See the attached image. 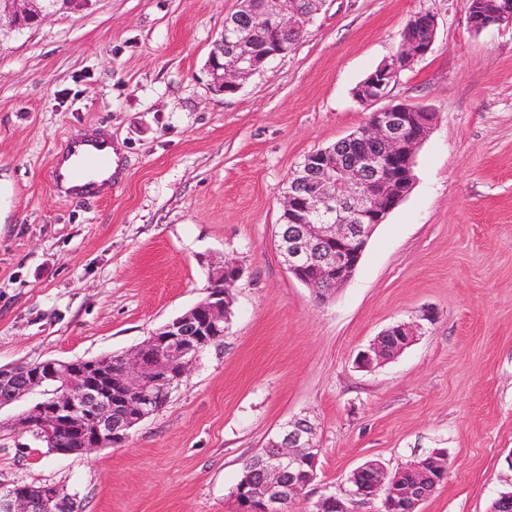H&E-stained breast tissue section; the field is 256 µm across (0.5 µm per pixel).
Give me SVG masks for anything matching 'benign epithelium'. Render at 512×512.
I'll return each mask as SVG.
<instances>
[{
    "instance_id": "obj_1",
    "label": "benign epithelium",
    "mask_w": 512,
    "mask_h": 512,
    "mask_svg": "<svg viewBox=\"0 0 512 512\" xmlns=\"http://www.w3.org/2000/svg\"><path fill=\"white\" fill-rule=\"evenodd\" d=\"M91 0H0V23L22 30L61 11H79ZM319 0H241L238 11L224 19V29L212 50L208 68L214 87L233 94L241 82L271 57L288 53L296 41L288 34L304 32ZM470 28L512 26V0H468ZM247 18L250 30L267 31L277 39L256 45L238 22ZM414 20L425 26V40L406 39L398 52L379 65L357 89L356 97L374 106L388 95L401 71L424 57L434 44L435 16L422 11ZM436 116L422 107L388 105L373 110L368 121L342 139L348 146L318 149L305 156L288 177L278 233L277 250L288 271L308 286L316 299L328 301L354 275L376 228L411 192L418 148ZM236 263L210 272L208 296L182 315L151 332L122 355L121 367L105 360H50L0 368V408L39 394L35 406L13 423L16 431L37 430L45 440L78 435L75 452L90 453L122 441L135 424L156 413L157 401L170 399L200 353L224 335L231 317L232 288L242 277ZM418 325L400 323L376 336L360 354L363 367L380 365L399 356L417 336ZM316 428L305 417L283 425L263 449L257 475L246 472L242 489H252L251 502L240 512H284L287 504L311 485L321 448ZM428 475L415 470L401 512H419L432 490ZM339 496L326 493L312 512H353V506L380 499L385 512L394 477L383 464L370 460L347 479ZM55 505L69 512L71 500L48 485L33 492L24 484L0 486V512H43Z\"/></svg>"
}]
</instances>
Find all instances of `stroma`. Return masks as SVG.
<instances>
[{
  "instance_id": "1",
  "label": "stroma",
  "mask_w": 512,
  "mask_h": 512,
  "mask_svg": "<svg viewBox=\"0 0 512 512\" xmlns=\"http://www.w3.org/2000/svg\"><path fill=\"white\" fill-rule=\"evenodd\" d=\"M238 0H94L0 29V367L121 355L243 269L229 328L160 412L122 444L58 455L0 409V485L54 484L83 512H236L245 462L308 417L321 454L293 512L447 452L420 512H488L512 483V27L472 32L466 0H321L293 49L233 94L207 64ZM430 52L386 104L437 120L409 195L326 303L275 246L289 174L365 124L356 86L400 46L410 15ZM85 131L111 139L119 180L93 199L52 186ZM415 340L371 369L383 330ZM417 333L418 325L414 323H400L387 328L375 337L368 350L360 354V362L363 367L370 368L395 359Z\"/></svg>"
}]
</instances>
